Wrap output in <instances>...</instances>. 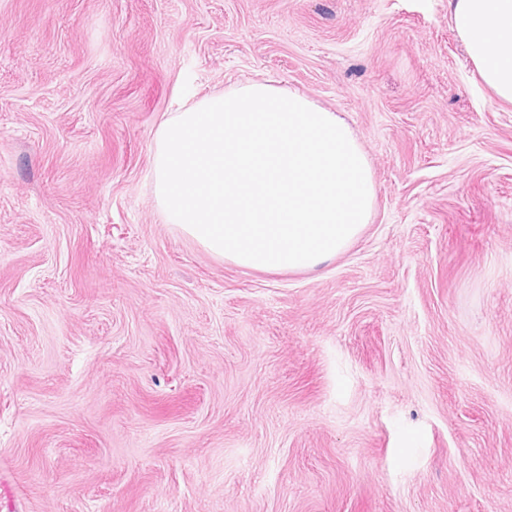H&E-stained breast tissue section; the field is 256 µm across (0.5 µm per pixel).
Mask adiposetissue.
Listing matches in <instances>:
<instances>
[{
    "label": "adipose tissue",
    "instance_id": "adipose-tissue-1",
    "mask_svg": "<svg viewBox=\"0 0 512 512\" xmlns=\"http://www.w3.org/2000/svg\"><path fill=\"white\" fill-rule=\"evenodd\" d=\"M454 28L482 82L512 103V0H448Z\"/></svg>",
    "mask_w": 512,
    "mask_h": 512
}]
</instances>
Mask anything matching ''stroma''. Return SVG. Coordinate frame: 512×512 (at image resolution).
Segmentation results:
<instances>
[{"label": "stroma", "instance_id": "1", "mask_svg": "<svg viewBox=\"0 0 512 512\" xmlns=\"http://www.w3.org/2000/svg\"><path fill=\"white\" fill-rule=\"evenodd\" d=\"M258 80L374 173L313 271L154 199L163 117ZM0 512H512V104L448 0H0Z\"/></svg>", "mask_w": 512, "mask_h": 512}]
</instances>
